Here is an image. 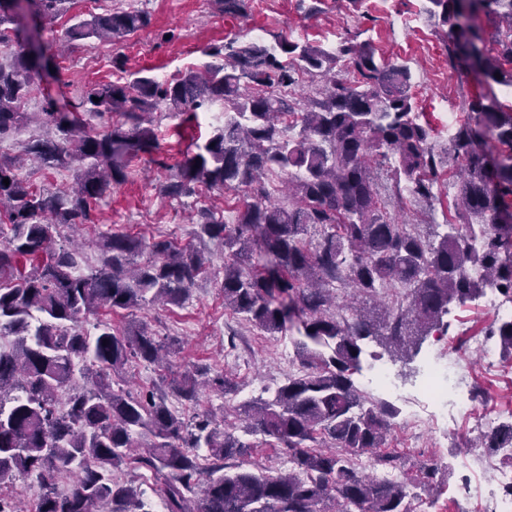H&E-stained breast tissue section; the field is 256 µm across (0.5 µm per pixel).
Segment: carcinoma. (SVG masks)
Returning <instances> with one entry per match:
<instances>
[{
	"label": "carcinoma",
	"mask_w": 512,
	"mask_h": 512,
	"mask_svg": "<svg viewBox=\"0 0 512 512\" xmlns=\"http://www.w3.org/2000/svg\"><path fill=\"white\" fill-rule=\"evenodd\" d=\"M70 2L0 0V36L6 23L43 21ZM425 2L449 26L453 68L512 87V0ZM484 16L508 21L494 55L479 26ZM149 25L142 11H116L92 15L67 36L116 42ZM202 53L208 61L171 81L142 74L85 92L76 108L123 117L103 133L52 101L34 115L22 111L43 66L41 44L0 65V139L35 118L55 135L32 139L25 154L47 169L77 167L75 186L45 193L0 154V223L9 226L0 246V489L33 474L42 488L34 512H153L137 486L115 478L143 468L160 480L164 512H413L409 484L357 468L360 456L384 445L399 410L362 394L353 376L368 341L408 355L446 327L450 303L488 288L512 300V111L480 96L444 157L419 122L410 69L376 59L368 43L344 40L333 54L283 36L234 38ZM299 70L324 82L323 99L302 107L278 93ZM216 101L222 125L176 165L163 193L180 198L205 184L250 199L232 224L199 211L193 235L224 243V307L271 335L296 325L299 373L272 398L240 405L245 433L288 455L286 473L246 466L253 445L214 414L188 422L172 408L174 400L197 402L206 386L235 392L224 375L195 366L134 394L124 388L130 359L157 365L171 349L145 324L119 331L101 322L92 338L81 329L102 307L179 306L189 296L207 262L202 250L112 234L90 271L84 245L65 231L96 223L95 202L127 179L133 158L158 149L151 114L191 117ZM490 138L508 152L488 157L482 145ZM449 159L465 167L459 206L480 224H453L435 240L388 215L377 169L388 167L395 188L406 182L431 203ZM274 174L288 177L286 204L268 198L264 178ZM146 249L151 259L135 264ZM346 287L370 300L389 297L380 320L343 314ZM488 335L512 358V320H495ZM482 444L512 448V424ZM61 473L74 476L66 491L57 487Z\"/></svg>",
	"instance_id": "obj_1"
}]
</instances>
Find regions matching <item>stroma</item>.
Here are the masks:
<instances>
[{"instance_id": "stroma-1", "label": "stroma", "mask_w": 512, "mask_h": 512, "mask_svg": "<svg viewBox=\"0 0 512 512\" xmlns=\"http://www.w3.org/2000/svg\"><path fill=\"white\" fill-rule=\"evenodd\" d=\"M422 6L423 0H359L355 5L350 0H247L244 14L231 16L220 12L215 0H71L66 14L47 19L39 30L49 69L36 77L26 109L43 111L51 99L59 111H71L76 98L90 87L116 80L124 72L141 71L158 78L178 76L187 67L204 62L205 46L233 38L270 43L283 35L325 49L344 38L356 42L368 39L379 57L409 65L413 75L410 92L417 102L419 119L430 124L432 143L444 153L450 145L445 129L448 113L466 117L471 100L489 92L510 107L512 88L490 86L476 73L453 70L448 63V28L428 18ZM131 9L147 12L151 24L122 42L94 38L70 42L65 37L67 28L90 15ZM118 59L123 61V69L115 68ZM151 120L158 152L134 159L126 181L112 185L97 203L96 223L82 226L75 234L85 243L90 259L99 255L101 235L124 233L147 242L166 238L185 247L196 243L193 222L199 206L217 210L229 223L244 207L246 194L241 190L212 189L181 199L165 196L162 187L171 167L194 143L204 142L216 124L202 115L197 123L187 125L166 112L154 113ZM380 182L388 211L419 225L422 233H429L434 224L458 223L459 187L454 171L442 172L434 188L438 200L433 204L407 195L394 198L388 175H381ZM200 246L210 260L209 268L183 306L156 305L118 312L103 309L88 316L82 327L91 337L100 320L120 330L143 323L162 339L179 340L181 351L173 356L171 371L203 364L212 372L224 373L238 387L237 394L229 396L204 388L198 407L182 405L179 413L190 416L199 410L225 416L240 436L247 422L238 411L239 403L269 397L288 375L297 373L299 361L291 335H270L225 308L220 288L224 246L210 240ZM494 319L480 300L453 303L446 317L448 333L458 336L469 329H485ZM465 363L477 409L491 410L498 399L512 395V359L504 360L502 370L493 373L485 371L477 355H467ZM410 433L408 426L396 425L384 450L398 456L403 478L415 485L418 500L435 502L442 512H479L478 503L461 494V461L476 454L484 462L498 464L502 454L482 447H462L465 426L461 423L448 436L426 432L414 444L409 441ZM434 457L445 458L447 465L437 469L428 483H421L420 469Z\"/></svg>"}]
</instances>
